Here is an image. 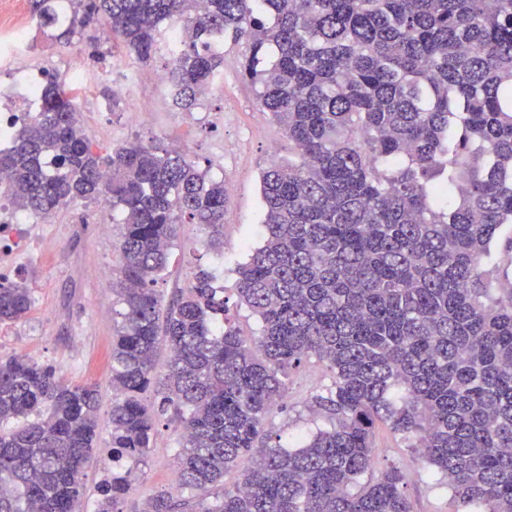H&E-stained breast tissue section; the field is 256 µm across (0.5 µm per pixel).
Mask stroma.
Listing matches in <instances>:
<instances>
[{
  "label": "stroma",
  "mask_w": 512,
  "mask_h": 512,
  "mask_svg": "<svg viewBox=\"0 0 512 512\" xmlns=\"http://www.w3.org/2000/svg\"><path fill=\"white\" fill-rule=\"evenodd\" d=\"M243 53L242 46L225 44L222 79L191 111L177 108L171 96L150 79L134 89L128 104L107 112L99 111L97 102L110 96L111 86L99 84L94 101L83 103L80 111L89 138L99 150L111 151L131 139L146 145L179 140L187 157L228 186L223 247L210 246L197 225H181L171 250L169 273L157 288L169 300L189 286L197 269L214 272L225 289L232 322L249 340L258 335L259 321L247 308L236 305V269L247 260L250 249L263 241L259 176L272 153L287 156L288 141L282 129L260 110L254 87L242 79ZM77 56L84 57L89 68L105 70L116 66L120 52L113 49L111 34L93 23L75 27L73 35L59 40L39 34L29 62L63 78ZM131 106L147 112L143 124H127L125 112ZM111 221V213L83 201L62 207L51 222L40 223L44 246L25 256L17 272L32 288L34 303L22 319L0 325L1 358L21 355L52 366L67 383L97 384L104 414L112 404L110 354L118 320L114 305L99 301L104 292L102 268L119 262L114 234L103 231ZM329 382L324 367L313 360L292 372L287 409L273 417L282 442L325 427V420L311 411L310 398ZM179 433L176 423L160 420L150 453L139 466L138 486L120 502V512H142L148 496L173 491L170 477ZM374 445L373 472L391 466L404 471L408 476L406 494L414 512H470L445 485L442 475L423 469L415 452L387 426L376 427Z\"/></svg>",
  "instance_id": "1"
}]
</instances>
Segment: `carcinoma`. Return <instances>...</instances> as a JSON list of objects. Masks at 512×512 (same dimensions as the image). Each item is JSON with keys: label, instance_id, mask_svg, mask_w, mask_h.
<instances>
[{"label": "carcinoma", "instance_id": "obj_1", "mask_svg": "<svg viewBox=\"0 0 512 512\" xmlns=\"http://www.w3.org/2000/svg\"><path fill=\"white\" fill-rule=\"evenodd\" d=\"M67 5L62 35L99 23L142 63L180 19L188 36L164 71L186 112L224 75V42L244 43L240 73L288 138V157L260 176L263 243L237 270L238 301L261 322L250 342L224 327L211 272L166 306L156 289L179 225L224 243V182L164 145L101 154L53 75L0 149L14 209L45 219L107 197L120 216L112 475L95 512H118L135 488L161 417L182 427L176 483L191 496L158 493L142 512H414L400 469L365 478L379 422L462 503L512 512V282L485 270L512 228V0ZM36 9L41 26L60 24L55 0ZM32 305L25 281L0 282V324ZM312 358L330 373L311 397L329 428L289 450L270 416ZM100 398L49 366L0 359V512H76Z\"/></svg>", "mask_w": 512, "mask_h": 512}]
</instances>
